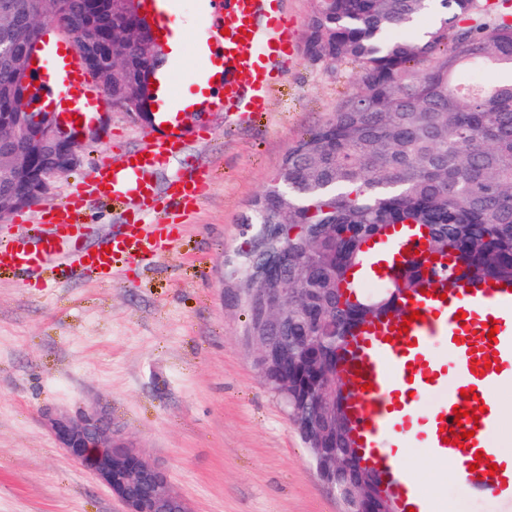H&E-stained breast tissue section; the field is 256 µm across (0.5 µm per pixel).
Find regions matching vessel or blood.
Here are the masks:
<instances>
[{
	"mask_svg": "<svg viewBox=\"0 0 512 512\" xmlns=\"http://www.w3.org/2000/svg\"><path fill=\"white\" fill-rule=\"evenodd\" d=\"M202 25L196 53L205 65L196 89L183 95L174 87L172 65L153 74L152 93L161 108L153 138L139 147L138 161H100L92 178L76 185L54 208L35 234L0 236V271L19 272L29 285H39L42 269L52 261L103 273L119 259L151 264L163 257L171 240L167 225L193 215L202 198L205 174H180L169 185L165 210H158L153 173L173 149L194 136L192 126L177 122L175 112L187 106L196 112L223 108L234 122L267 111L269 91L289 62L297 57L292 25L283 0H201ZM142 13L155 26L157 38L172 40L177 0H141ZM39 82L46 100L68 107L86 123L105 109L102 87H90L75 50L48 46L40 57ZM121 204L127 218L108 250L90 253L88 228L76 216L90 200ZM399 316L356 329L347 340L341 365L353 386L349 415L353 438L363 461L382 476L397 512H432L421 486L399 460L404 439L417 440L436 458L457 462L472 496H503L512 505V456L492 443L502 409L492 392L512 383V285L488 281L465 284L397 300ZM420 312L411 320L412 312ZM464 320H457V313ZM473 399H465L464 391ZM474 408L478 417L456 420L455 409ZM466 438H446L454 423ZM497 471H489V464Z\"/></svg>",
	"mask_w": 512,
	"mask_h": 512,
	"instance_id": "obj_1",
	"label": "vessel or blood"
}]
</instances>
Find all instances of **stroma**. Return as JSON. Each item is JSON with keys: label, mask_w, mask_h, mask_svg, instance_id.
<instances>
[{"label": "stroma", "mask_w": 512, "mask_h": 512, "mask_svg": "<svg viewBox=\"0 0 512 512\" xmlns=\"http://www.w3.org/2000/svg\"><path fill=\"white\" fill-rule=\"evenodd\" d=\"M181 20L180 90L197 70L195 0H181ZM355 73L301 55L261 116L231 127L213 111L154 174L162 191L179 172L209 176L199 208L156 264L123 262L99 279L47 272L39 288L0 274V512H120L40 418L48 407L91 402L164 469L191 512H340L243 342L244 310L222 272L246 245L241 219L250 201L291 144L352 92ZM151 136L136 117L111 109L83 164L57 178L37 206L16 212L9 231L39 223L74 183L92 178L99 160H119ZM82 219L94 246L120 230L124 215L93 202ZM408 465L446 512H503L495 497H470L452 463L414 452Z\"/></svg>", "instance_id": "obj_1"}]
</instances>
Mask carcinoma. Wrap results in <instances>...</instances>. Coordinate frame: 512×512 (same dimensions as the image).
<instances>
[{"label": "carcinoma", "mask_w": 512, "mask_h": 512, "mask_svg": "<svg viewBox=\"0 0 512 512\" xmlns=\"http://www.w3.org/2000/svg\"><path fill=\"white\" fill-rule=\"evenodd\" d=\"M508 0H314L306 26L309 58L357 68L355 88L336 110L289 148L250 203L247 243L273 255L288 250V287L297 300L328 309L307 319L297 306L277 333L288 361L269 376L288 386L296 406L345 382L339 364L362 323L397 311V298L423 282L512 281V19ZM434 23L415 38L397 32L422 16ZM41 17H62L85 34L93 65L108 75L112 105L144 111L148 88L126 63L101 53L112 37V4L45 0ZM506 75L485 82L478 73ZM425 239L428 252L406 263L388 291L360 290L368 251L396 226ZM448 258V264L434 257ZM258 258L241 251L224 263L232 276ZM243 331L265 320L257 300L243 303ZM300 336H322L306 351ZM322 447L341 455L352 444L341 427L344 399L328 405Z\"/></svg>", "instance_id": "carcinoma-1"}]
</instances>
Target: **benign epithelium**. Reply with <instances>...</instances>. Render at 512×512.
Masks as SVG:
<instances>
[{"mask_svg": "<svg viewBox=\"0 0 512 512\" xmlns=\"http://www.w3.org/2000/svg\"><path fill=\"white\" fill-rule=\"evenodd\" d=\"M122 7L114 9L117 26L126 22L130 13L138 20L137 37L131 44L138 49L136 61L147 63L140 66L148 75L158 57L153 30L142 15L138 0H115ZM42 29L36 22V2L22 0L18 6L15 36L24 46L28 61L36 60L35 48L39 44ZM38 76L31 67L23 64L0 70V85L16 92L22 102L18 112L10 113L3 122L0 144H4L7 158L11 161L3 185L9 191L0 194V223L5 224L14 214V208L36 206L52 188L53 181L78 168L83 162V146L96 140L105 130L107 113L88 124H73L65 115L54 112L44 105L43 94H35ZM288 265V250L280 252L277 259L258 267L251 264L242 270L243 279L256 284L250 289L261 295L268 312L264 335L246 336L245 342L255 349V365L263 371L288 357V343H276L269 336L271 325L288 324V280L283 271ZM42 420L57 441L59 448L102 483L123 506V512H192L186 500L171 486L166 474L152 463L116 427L112 416L96 404L81 409H48ZM305 443H316L324 434L321 420L305 416L293 421ZM316 473L331 489L336 491V477L343 474L353 450L344 449L338 458L326 455V449L316 448ZM360 484L350 486L355 499L345 502L344 512H393L385 506L376 508L375 502H385L367 495L366 472L358 471ZM152 488V497L142 495V489Z\"/></svg>", "mask_w": 512, "mask_h": 512, "instance_id": "benign-epithelium-1", "label": "benign epithelium"}]
</instances>
